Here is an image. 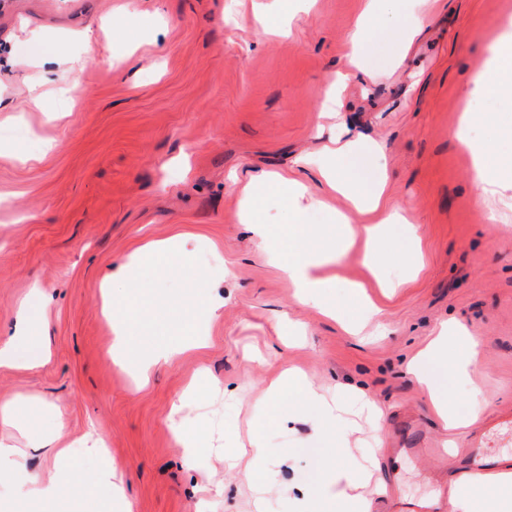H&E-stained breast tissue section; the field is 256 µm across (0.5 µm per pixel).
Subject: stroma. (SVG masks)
<instances>
[{
	"label": "stroma",
	"instance_id": "stroma-1",
	"mask_svg": "<svg viewBox=\"0 0 512 512\" xmlns=\"http://www.w3.org/2000/svg\"><path fill=\"white\" fill-rule=\"evenodd\" d=\"M364 4L293 0L294 18L269 35L278 0H0V338L35 296L50 350L42 366L0 370V402L27 396L35 430L47 432L30 475L48 478L52 448L93 423L124 468L132 512H254L251 489L225 464L224 431L246 440L258 428L274 472L264 512H293L301 490L323 491L329 468L355 463L396 471L395 499L374 496L372 512H397L396 498L435 497L465 473L462 450L479 425L512 409V189L484 197L472 154L487 147L492 169L512 162L496 125L512 116V97L475 86L494 41L512 33V0H437L409 43L401 26L376 28L360 54L366 74L324 116ZM64 70L79 83L66 108ZM34 86L44 111L27 107ZM346 130L381 146L385 203L418 227L414 242L397 226L373 272L365 217L295 165ZM233 171L297 174L325 201L308 211L310 227L333 210L349 215L355 243L327 271L364 284L378 307L364 335L301 302L266 260L241 222ZM168 239L189 241L188 260L143 267L144 294L180 310L200 275L224 305L203 323L202 346L139 388L112 363L102 282L135 248ZM444 321L467 327L481 368L474 383L451 382V402L462 415L475 393L488 402L479 424L459 430L407 371ZM286 368L336 396L354 429L349 448L318 435L309 410L285 425L263 414L258 402ZM202 370L220 392L199 409L211 446L189 473L170 410ZM363 398L382 409L380 424L359 409ZM414 438L458 451L417 458L404 451Z\"/></svg>",
	"mask_w": 512,
	"mask_h": 512
}]
</instances>
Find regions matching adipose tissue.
I'll return each mask as SVG.
<instances>
[{"label":"adipose tissue","mask_w":512,"mask_h":512,"mask_svg":"<svg viewBox=\"0 0 512 512\" xmlns=\"http://www.w3.org/2000/svg\"><path fill=\"white\" fill-rule=\"evenodd\" d=\"M493 73L481 80L483 92L490 95L512 96V36L499 39L491 60ZM359 150L358 142L346 139L342 145L326 148L321 160L306 155L302 164H316L327 186L350 200L355 209L368 216L365 258L374 261L376 246L386 238L390 225L405 223L404 214L386 207L383 193L388 181L386 168H379L373 183H365L360 172L351 163ZM278 195L288 204L295 217L294 223L283 225L280 236H273L268 224L257 215L256 202L270 195ZM308 189L299 179L280 173H266L250 178L241 200L242 217L251 232L264 246L267 258L276 264L292 281L302 300L334 312L332 300L335 282L324 275L322 269L332 259V249L323 240L314 238L302 221L307 210L305 200ZM185 242L169 239L151 242L130 253L120 268V275L130 289L120 302L104 297L101 311L112 321L116 340L112 346V361L120 369L148 378L157 366L170 363L182 345L190 342L196 330L191 322H184L178 341L163 337H146L142 322V292L138 288L137 273L142 266L160 260L186 255ZM20 319L24 325L22 334L0 342V368H15L21 365L38 367L47 362L49 355L41 332L29 316L28 308H21ZM475 343L466 330L458 324L442 325L427 349L409 365L410 372L429 393L437 416L446 428L467 427L478 419L486 404L475 400L468 417H461L448 400L442 374L468 380L477 370L474 358ZM208 386L205 378H195L189 385L184 400L178 401L172 410V427L176 442L183 449V464L186 468L198 467L209 446L202 421L184 415L188 401L202 400ZM312 408L322 434H336L339 441H347L348 428L338 414L335 402L328 400L316 390L294 376H281L271 387L263 403L264 410L273 418L286 422L296 406ZM228 447L237 451L245 464L239 475L242 481L255 491L265 488L267 461L261 452L262 439L253 435L249 448H242L234 431L224 433ZM85 456L97 459L98 466L89 475L78 476L72 464V450L65 447L54 456L51 476L48 480H33L24 484L25 452L8 441L0 439V512H13L15 495L22 488H29L32 495L44 507L45 512H112V502L123 499V472L105 455L101 437L87 436L80 444ZM483 496L482 512H512V473L508 471L493 475H461L453 483L450 504L453 512H475L474 492Z\"/></svg>","instance_id":"1"}]
</instances>
